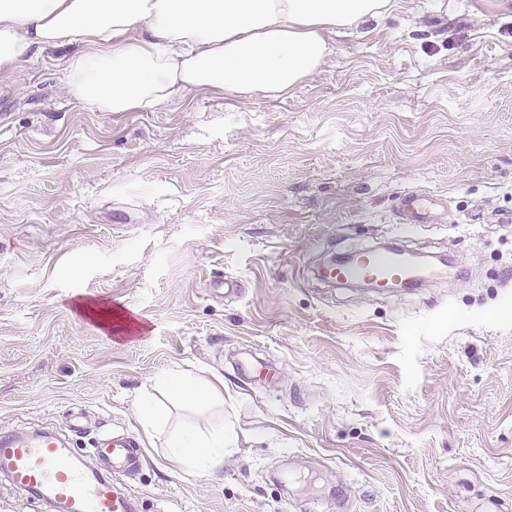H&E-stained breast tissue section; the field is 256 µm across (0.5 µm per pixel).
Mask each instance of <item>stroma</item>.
Listing matches in <instances>:
<instances>
[{
    "instance_id": "stroma-1",
    "label": "stroma",
    "mask_w": 512,
    "mask_h": 512,
    "mask_svg": "<svg viewBox=\"0 0 512 512\" xmlns=\"http://www.w3.org/2000/svg\"><path fill=\"white\" fill-rule=\"evenodd\" d=\"M395 2L281 99L95 112L68 46L0 75V432L82 459L133 436L142 512H336L340 485L350 512H512V0ZM412 190L440 223H397ZM387 243L452 266L409 293L316 275ZM174 371L224 381L213 477L139 422Z\"/></svg>"
}]
</instances>
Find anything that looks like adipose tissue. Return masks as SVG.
<instances>
[{"label":"adipose tissue","mask_w":512,"mask_h":512,"mask_svg":"<svg viewBox=\"0 0 512 512\" xmlns=\"http://www.w3.org/2000/svg\"><path fill=\"white\" fill-rule=\"evenodd\" d=\"M394 0H0V72L74 46L66 92L95 112L158 110L200 91L284 98L319 69L328 36L389 14ZM170 394L216 417L168 436L164 459L187 475L224 463V405L206 381L172 375Z\"/></svg>","instance_id":"obj_1"}]
</instances>
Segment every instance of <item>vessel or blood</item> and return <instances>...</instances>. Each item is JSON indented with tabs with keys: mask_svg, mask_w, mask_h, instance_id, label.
<instances>
[{
	"mask_svg": "<svg viewBox=\"0 0 512 512\" xmlns=\"http://www.w3.org/2000/svg\"><path fill=\"white\" fill-rule=\"evenodd\" d=\"M444 202L420 191L405 192L397 218L405 224H435ZM391 250H370L352 263L326 271L334 282L372 280L379 287L417 278ZM99 469L74 460L71 448L48 432L0 434V475L16 487L53 503L58 512H139L138 504L124 495L112 475L134 471L142 453L133 438L104 439L97 450Z\"/></svg>",
	"mask_w": 512,
	"mask_h": 512,
	"instance_id": "obj_1",
	"label": "vessel or blood"
}]
</instances>
